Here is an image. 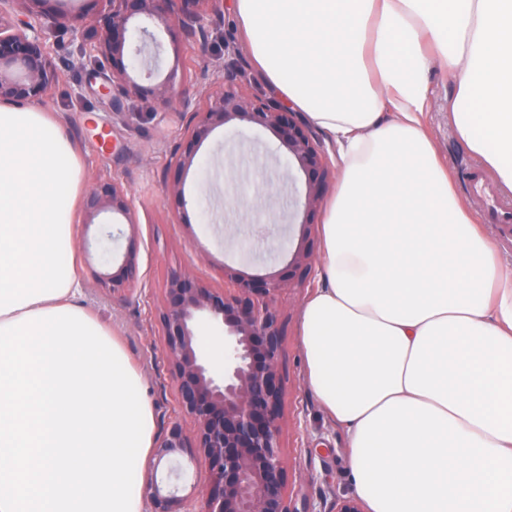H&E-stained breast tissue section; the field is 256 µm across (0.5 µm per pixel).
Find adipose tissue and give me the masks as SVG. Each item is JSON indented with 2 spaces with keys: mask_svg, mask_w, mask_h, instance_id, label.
I'll return each mask as SVG.
<instances>
[{
  "mask_svg": "<svg viewBox=\"0 0 512 512\" xmlns=\"http://www.w3.org/2000/svg\"><path fill=\"white\" fill-rule=\"evenodd\" d=\"M254 67L338 142L326 284L302 308L304 383L348 435L368 512H512V270L423 124L432 70L456 136L512 190V0H234ZM56 120L0 106V325L77 308Z\"/></svg>",
  "mask_w": 512,
  "mask_h": 512,
  "instance_id": "obj_1",
  "label": "adipose tissue"
}]
</instances>
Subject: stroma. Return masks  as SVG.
<instances>
[{"instance_id":"35a3bbf8","label":"stroma","mask_w":512,"mask_h":512,"mask_svg":"<svg viewBox=\"0 0 512 512\" xmlns=\"http://www.w3.org/2000/svg\"><path fill=\"white\" fill-rule=\"evenodd\" d=\"M110 9L108 0H47L42 18L50 37L53 58L61 77L51 95L41 102L63 126L81 162L83 186L99 177L118 174L133 196L139 217L136 237L106 236L112 223L105 212L86 222L80 207L71 210L72 236L61 247L60 260H73L81 284L79 302L120 336L131 361L141 370L146 397L152 404L156 427L166 426L175 407V389L164 353V338L156 319L161 292L168 276L191 270L213 288L229 287L224 277L231 268L246 276H283L289 243L308 237L314 252H321L322 212H315L311 229L290 223L289 198H303L302 174L289 172L288 152L267 130L244 121L215 128L198 148L193 165L176 175L171 153L182 136L185 119L164 112L148 98L136 101L133 115L112 112L94 95L88 72L93 59L80 55L74 30L94 26ZM161 46L152 62V76H173L182 96L197 97L203 69L244 72L253 93L273 97L265 78L250 58L233 61L227 46L241 45L233 19V0H224V22L208 40L191 44L177 23L154 27ZM431 100L425 115L429 135L441 162L453 180L457 197L469 208L493 242L498 258L512 268V234H502L489 221L492 208L512 210V190L498 188L489 196L472 191V173H486L481 160L457 139L448 118L451 89L440 71L430 76ZM181 180L187 204L164 199L162 188ZM272 181L277 195L257 193L263 181ZM136 245L149 296L120 301L97 290L93 272L108 273L121 261L129 245ZM313 286L282 292L274 305L284 324L281 370L285 383V416L281 451L288 470V496L293 512H329L336 497L353 496L346 464L347 437L329 420L304 384L305 358L300 342L301 310Z\"/></svg>"}]
</instances>
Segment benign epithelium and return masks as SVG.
Returning <instances> with one entry per match:
<instances>
[{"instance_id":"1","label":"benign epithelium","mask_w":512,"mask_h":512,"mask_svg":"<svg viewBox=\"0 0 512 512\" xmlns=\"http://www.w3.org/2000/svg\"><path fill=\"white\" fill-rule=\"evenodd\" d=\"M25 18L10 29L0 26V104L42 101L60 79L52 59L40 13L48 0H19ZM101 31L89 41L91 53L108 70L91 73L100 81L98 94L110 98L112 111L126 113L130 104L152 96L168 111L186 119L181 142L173 153L181 173L193 162L209 133L234 120H246L271 131L288 149V158L306 179L304 201L293 212L306 220L323 199L333 169L327 149L310 126L290 108L248 92V82L226 84L220 72L203 70V94L194 101L179 97L173 77L145 85L137 76L151 45L149 26L166 21L161 4L167 0H110ZM178 23L187 40L204 43L211 29L224 21V11L209 7L212 0H181ZM138 29L140 41L130 38ZM84 212L93 218L112 211L124 219L131 233L139 226L134 199L115 176L97 180L84 196ZM291 279L301 285L312 277L311 246L301 238L290 254ZM234 288H211L186 272H174L163 288L158 321L164 337L177 409L154 448L151 470L177 453L198 455L209 471L203 495H180L149 478L145 493L152 512H293L288 497L287 467L280 453L285 386L280 370L283 324L272 305L284 279L246 278L229 273ZM98 283L118 299L146 292L136 252L128 251L115 271L94 274ZM207 323L224 340V360L216 366L195 346L197 327ZM190 421L192 434L183 422Z\"/></svg>"}]
</instances>
